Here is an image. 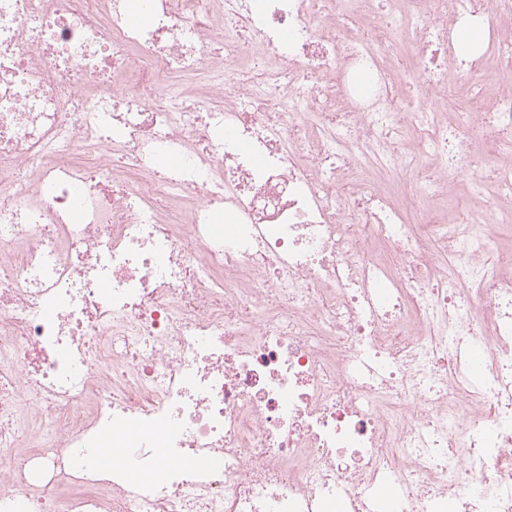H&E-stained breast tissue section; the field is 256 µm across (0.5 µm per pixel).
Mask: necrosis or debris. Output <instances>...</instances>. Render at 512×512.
<instances>
[{
  "instance_id": "necrosis-or-debris-1",
  "label": "necrosis or debris",
  "mask_w": 512,
  "mask_h": 512,
  "mask_svg": "<svg viewBox=\"0 0 512 512\" xmlns=\"http://www.w3.org/2000/svg\"><path fill=\"white\" fill-rule=\"evenodd\" d=\"M140 3L0 0V512H512V0Z\"/></svg>"
}]
</instances>
